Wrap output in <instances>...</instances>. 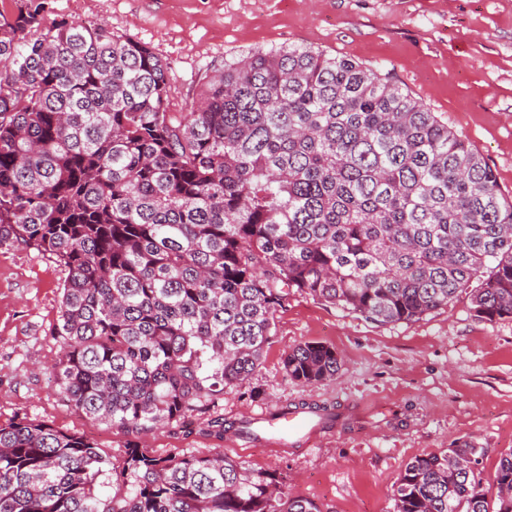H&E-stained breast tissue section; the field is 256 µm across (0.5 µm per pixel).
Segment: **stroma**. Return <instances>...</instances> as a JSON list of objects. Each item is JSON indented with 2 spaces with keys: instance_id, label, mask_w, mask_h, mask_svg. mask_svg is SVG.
<instances>
[{
  "instance_id": "obj_1",
  "label": "stroma",
  "mask_w": 512,
  "mask_h": 512,
  "mask_svg": "<svg viewBox=\"0 0 512 512\" xmlns=\"http://www.w3.org/2000/svg\"><path fill=\"white\" fill-rule=\"evenodd\" d=\"M102 23L149 46L166 67V109L190 111L225 61L257 48L302 44L389 74L478 150L512 195V0H46L41 22ZM64 267L36 250L0 245V425L25 416L77 434L122 464L131 439L93 422L56 391L53 333ZM259 368L184 418L135 439L150 456L224 454L274 473L321 512H393V492L415 456L466 442L484 448L491 490L512 449V319L473 316L467 295L421 319L378 324L290 292ZM317 341L342 358L336 378L304 384L283 359ZM344 406L330 433L271 448L206 433L209 419L262 409Z\"/></svg>"
}]
</instances>
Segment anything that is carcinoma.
<instances>
[{"mask_svg": "<svg viewBox=\"0 0 512 512\" xmlns=\"http://www.w3.org/2000/svg\"><path fill=\"white\" fill-rule=\"evenodd\" d=\"M43 10L14 0L0 18V245L67 269L55 380L87 419L137 438L246 380L291 290L380 324L462 293L475 317L512 318V197L390 77L301 45L256 49L172 114L148 46L92 22L32 38ZM340 366L321 342L284 359L306 384ZM482 455L413 458L394 512H512V450L492 503ZM117 471L48 423L0 425V512H321L228 456L135 444L114 484Z\"/></svg>", "mask_w": 512, "mask_h": 512, "instance_id": "carcinoma-1", "label": "carcinoma"}]
</instances>
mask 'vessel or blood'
<instances>
[{
  "label": "vessel or blood",
  "mask_w": 512,
  "mask_h": 512,
  "mask_svg": "<svg viewBox=\"0 0 512 512\" xmlns=\"http://www.w3.org/2000/svg\"><path fill=\"white\" fill-rule=\"evenodd\" d=\"M253 423L271 447H302L313 438L331 432L322 412L310 408L265 409L253 415Z\"/></svg>",
  "instance_id": "vessel-or-blood-1"
}]
</instances>
